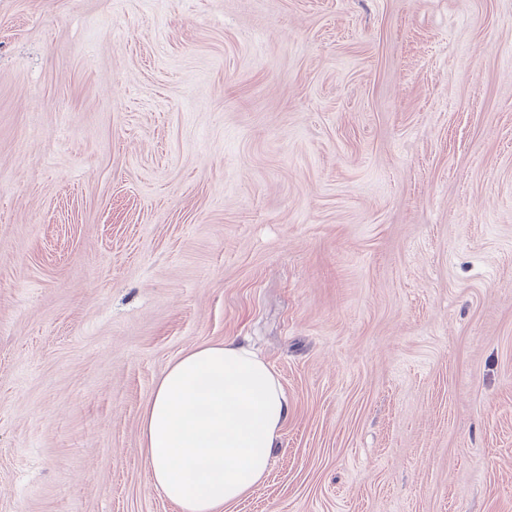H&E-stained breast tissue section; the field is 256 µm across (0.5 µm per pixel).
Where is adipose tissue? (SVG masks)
<instances>
[{"label": "adipose tissue", "instance_id": "obj_1", "mask_svg": "<svg viewBox=\"0 0 512 512\" xmlns=\"http://www.w3.org/2000/svg\"><path fill=\"white\" fill-rule=\"evenodd\" d=\"M289 404L278 376L227 338L169 364L141 419L153 487L182 512H226L266 478Z\"/></svg>", "mask_w": 512, "mask_h": 512}]
</instances>
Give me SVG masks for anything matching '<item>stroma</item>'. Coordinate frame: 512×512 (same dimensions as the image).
I'll return each instance as SVG.
<instances>
[{
  "instance_id": "obj_1",
  "label": "stroma",
  "mask_w": 512,
  "mask_h": 512,
  "mask_svg": "<svg viewBox=\"0 0 512 512\" xmlns=\"http://www.w3.org/2000/svg\"><path fill=\"white\" fill-rule=\"evenodd\" d=\"M227 337L290 405L227 512H512V0H0V512H180ZM278 376L225 338L169 364L141 419L153 487L182 512H222L266 478L288 421Z\"/></svg>"
}]
</instances>
